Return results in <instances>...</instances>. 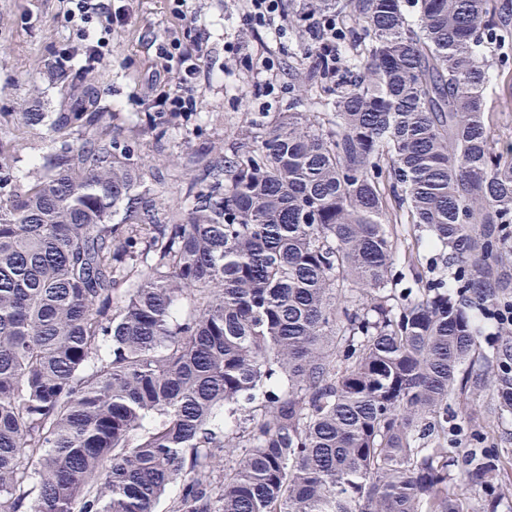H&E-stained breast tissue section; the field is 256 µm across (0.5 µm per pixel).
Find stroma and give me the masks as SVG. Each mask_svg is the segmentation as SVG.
<instances>
[{
    "label": "stroma",
    "mask_w": 512,
    "mask_h": 512,
    "mask_svg": "<svg viewBox=\"0 0 512 512\" xmlns=\"http://www.w3.org/2000/svg\"><path fill=\"white\" fill-rule=\"evenodd\" d=\"M129 13L127 25L105 29L98 20L69 19L71 0H0V148L14 154L24 175L40 163L54 137L44 126L29 127L22 113L53 111L65 89V75L89 71L102 104L116 115L112 134L135 141L137 159L154 190L156 203L184 204L188 187L206 161L228 153L237 134L257 112L287 111L302 47L308 36L289 31L275 40L266 31L242 33L244 0H188L175 12L172 0H105ZM101 41L103 58L85 57L82 30ZM178 42L182 53L195 56L197 111L186 114L164 137L146 129L161 91L174 83L176 62L159 49ZM251 54L270 50L278 65L273 95L238 60V48ZM508 68L489 98L502 119L495 138L512 137V44L498 52ZM496 394L491 385L472 388L451 405L462 415L455 438L459 448L482 446L499 454L502 466L492 484L500 495L498 512H512V413L492 415Z\"/></svg>",
    "instance_id": "stroma-1"
}]
</instances>
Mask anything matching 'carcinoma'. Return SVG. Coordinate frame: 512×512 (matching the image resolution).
I'll return each mask as SVG.
<instances>
[{
	"label": "carcinoma",
	"instance_id": "cac0c4a2",
	"mask_svg": "<svg viewBox=\"0 0 512 512\" xmlns=\"http://www.w3.org/2000/svg\"><path fill=\"white\" fill-rule=\"evenodd\" d=\"M308 0L359 26L313 47L286 112H260L157 206L85 75L20 177L0 152V512H465L448 399L512 411V336L472 372L473 310L512 288V141H494L501 0ZM179 112H150L165 134ZM448 252L397 268L393 225ZM138 281L122 290L130 269Z\"/></svg>",
	"mask_w": 512,
	"mask_h": 512
}]
</instances>
